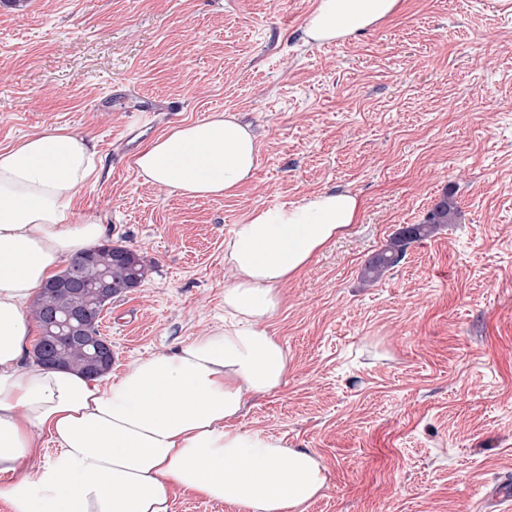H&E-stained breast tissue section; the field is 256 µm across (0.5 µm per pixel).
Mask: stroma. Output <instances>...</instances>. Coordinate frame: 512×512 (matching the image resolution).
Returning <instances> with one entry per match:
<instances>
[{
    "instance_id": "35a3bbf8",
    "label": "stroma",
    "mask_w": 512,
    "mask_h": 512,
    "mask_svg": "<svg viewBox=\"0 0 512 512\" xmlns=\"http://www.w3.org/2000/svg\"><path fill=\"white\" fill-rule=\"evenodd\" d=\"M314 0H0V150L48 127L94 138L77 195L154 268L99 331L112 374L222 325L224 240L256 207L347 190L358 223L282 288L279 390L236 424L314 450L305 512H492L512 485V0H403L332 44ZM231 112L260 165L234 195L145 182L125 138ZM452 223L372 285L362 271L443 196Z\"/></svg>"
}]
</instances>
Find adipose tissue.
<instances>
[{
    "label": "adipose tissue",
    "mask_w": 512,
    "mask_h": 512,
    "mask_svg": "<svg viewBox=\"0 0 512 512\" xmlns=\"http://www.w3.org/2000/svg\"><path fill=\"white\" fill-rule=\"evenodd\" d=\"M400 7L314 0L304 40H345ZM133 163L150 184L209 198L250 182L260 154L251 126L215 112L170 129ZM98 173L92 139L64 127L0 151V495L12 512H171L180 488L240 512H303L326 489L316 453L235 421L248 394L285 383L288 351L267 329L279 289L357 223V196L328 191L253 209L224 241L223 324L104 382L26 361L31 300L61 260L104 235L101 217L74 209ZM45 435L58 450L32 463Z\"/></svg>",
    "instance_id": "1"
}]
</instances>
